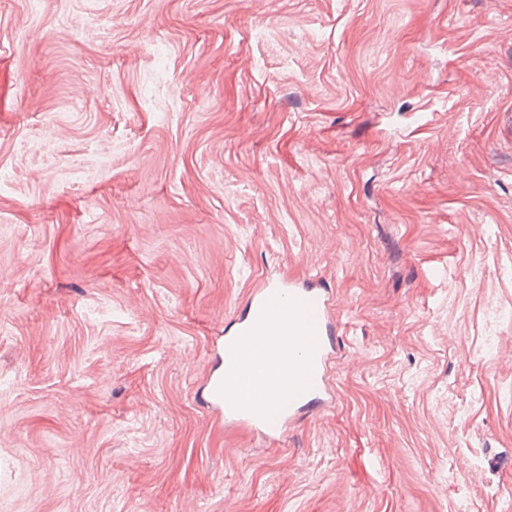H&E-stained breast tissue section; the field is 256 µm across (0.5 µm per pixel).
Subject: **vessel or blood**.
Returning a JSON list of instances; mask_svg holds the SVG:
<instances>
[{
    "mask_svg": "<svg viewBox=\"0 0 512 512\" xmlns=\"http://www.w3.org/2000/svg\"><path fill=\"white\" fill-rule=\"evenodd\" d=\"M262 333L274 337V349L257 356L251 344ZM335 334L325 289L286 278L252 289L246 314L224 336V374L207 383L210 406L225 423L269 438L284 435L298 414L332 401L326 370ZM283 376L285 397L260 404L246 398L252 384L265 389Z\"/></svg>",
    "mask_w": 512,
    "mask_h": 512,
    "instance_id": "obj_1",
    "label": "vessel or blood"
}]
</instances>
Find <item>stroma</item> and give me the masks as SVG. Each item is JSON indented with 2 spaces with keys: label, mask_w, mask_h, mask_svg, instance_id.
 <instances>
[{
  "label": "stroma",
  "mask_w": 512,
  "mask_h": 512,
  "mask_svg": "<svg viewBox=\"0 0 512 512\" xmlns=\"http://www.w3.org/2000/svg\"><path fill=\"white\" fill-rule=\"evenodd\" d=\"M509 108L512 0H0V512H512ZM282 277L273 440L203 398ZM273 350L255 357L251 344ZM336 323L330 312L326 290L292 279L267 281L253 288L247 300V312L224 334V375L210 377L207 383L210 406L224 414L229 425H243L258 434L283 436L295 417L333 400L334 392L327 380V364L335 353ZM310 339L308 346H298ZM251 361L260 380L263 404L243 396L251 393L254 374L242 367ZM286 397L270 399L267 388L274 384L285 368Z\"/></svg>",
  "instance_id": "35a3bbf8"
}]
</instances>
